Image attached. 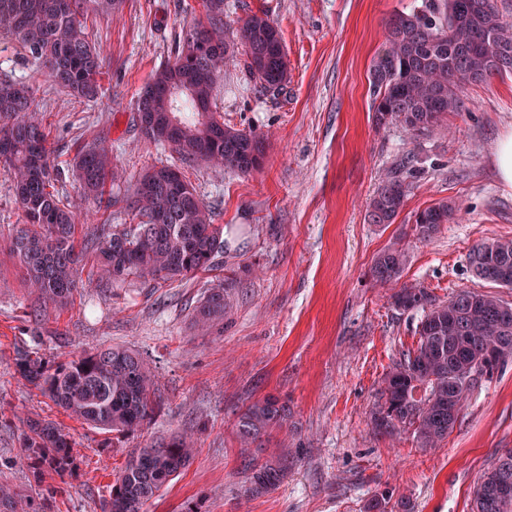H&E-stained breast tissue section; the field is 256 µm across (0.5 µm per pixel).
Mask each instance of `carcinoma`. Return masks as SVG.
Masks as SVG:
<instances>
[{
    "instance_id": "1",
    "label": "carcinoma",
    "mask_w": 512,
    "mask_h": 512,
    "mask_svg": "<svg viewBox=\"0 0 512 512\" xmlns=\"http://www.w3.org/2000/svg\"><path fill=\"white\" fill-rule=\"evenodd\" d=\"M87 0H0V32L11 36L24 57L77 99L95 100L101 90L102 61L83 31ZM224 0H206V17L182 31L173 60L159 67L136 101V123L143 140L169 146L183 164L206 163L240 173L258 169L265 156L263 135L224 124L209 109L224 60L234 46L224 37ZM245 67L268 89L288 80V60L278 28L265 15L249 16L240 28ZM512 73V23L495 0H422L419 8L400 12L388 24L383 49L370 69L372 118L376 126H400L412 137L428 135L460 108V90L495 74ZM46 129L35 115L31 88L0 83V163L11 179L14 201L25 224L9 248L26 270L30 290L43 305L66 307L76 290L85 252L94 253L98 286L112 288L130 278L166 280L195 277L224 266V226L186 180L173 176L178 165L154 166L137 180L129 197L133 224L96 225L86 243L77 237L74 211L64 193L70 169L86 197L102 201L113 175L112 152L94 145L64 164H51ZM416 172L409 159L388 172L368 206L371 224H392L403 210L408 178ZM454 207L439 202L415 214L419 239L448 223ZM472 249L475 275L503 286L512 276V240H494ZM407 256L399 247L380 253L370 268L379 284L399 278ZM235 273L211 284L196 311L201 327L224 316L227 288ZM401 310L420 309L423 318L417 347L388 372L372 424L382 436L410 429L422 448L448 437L467 395L512 358V318L494 293L462 290L439 302L426 289L404 286L392 296ZM496 363L468 385L455 372L487 351ZM14 364L27 383L58 404L72 418L119 436L134 432L155 415L154 376L140 354L110 346L70 361L48 360L28 347L15 351ZM290 408L269 394L237 413L234 427L244 447L288 427ZM194 443L174 434L146 448H136L112 486L101 512H142L143 506L190 463ZM23 448L34 482L51 472L59 476L77 467L71 435L53 421L27 422ZM294 457L272 452L262 463L248 462V492L275 490ZM512 482V449L505 450L480 477L472 512H512V498L495 497L498 485ZM0 512H35L32 499L0 485Z\"/></svg>"
}]
</instances>
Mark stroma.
<instances>
[{
  "mask_svg": "<svg viewBox=\"0 0 512 512\" xmlns=\"http://www.w3.org/2000/svg\"><path fill=\"white\" fill-rule=\"evenodd\" d=\"M204 0H124L118 13L84 14V31L106 59L95 101L69 96L34 78L14 40L0 34V82L31 85L48 132L50 160L82 148L112 150L119 180L103 195L112 221L127 224V200L147 169L171 164L169 148L146 144L133 122L135 101L163 63L173 60L187 23ZM417 0H224V30L266 15L288 59L283 91H262L243 57L228 61L213 97L225 124L268 139L261 167L247 174L204 164L181 171L224 227L225 263L238 275L223 318L194 326L210 274L182 282L135 278L105 291L80 277L68 308L31 317L36 299L5 247L24 222L0 167V483L49 498L51 512H100L129 453L190 430L195 449L181 474L144 512H363L374 494L391 493L388 512H470L482 473L512 448V361L471 392L448 437L419 448L412 432L374 434L370 413L382 381L403 352L416 348L422 311L396 309L399 284L445 301L462 289L512 288L477 279L469 255L480 243L512 239V187L494 164L500 135L512 131V74L460 92L447 128L416 139L372 121L369 67L393 15ZM417 160L403 211L392 224L368 223V203L393 163ZM448 200L460 209L425 240L416 212ZM403 246L399 283L381 285L369 269L384 249ZM68 361L120 345L152 368L161 410L142 430L112 438L71 419L15 371L17 348ZM288 398V429L271 444L295 458L274 491L248 494L249 473L234 434L240 408L266 395ZM46 418L74 441L72 475L36 486L23 456L24 422Z\"/></svg>",
  "mask_w": 512,
  "mask_h": 512,
  "instance_id": "35a3bbf8",
  "label": "stroma"
}]
</instances>
